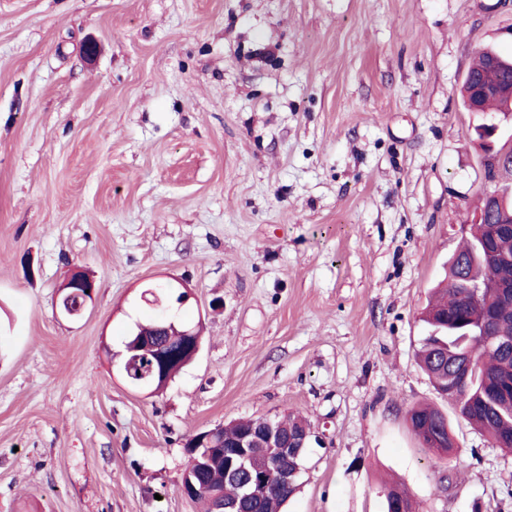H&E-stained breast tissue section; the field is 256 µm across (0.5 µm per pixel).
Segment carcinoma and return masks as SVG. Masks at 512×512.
<instances>
[{
  "mask_svg": "<svg viewBox=\"0 0 512 512\" xmlns=\"http://www.w3.org/2000/svg\"><path fill=\"white\" fill-rule=\"evenodd\" d=\"M488 54L483 53L469 70L489 87L479 111L507 112L512 106V66L489 74ZM484 218L470 225V237L450 259L446 286L440 300L422 312L426 336L417 350L420 367L432 379L438 394L448 398L460 418L488 436L503 451L512 454V232L499 234L488 206ZM185 338L157 330L149 320L136 322L128 330L124 347L135 352L124 358L134 360L127 378L152 392L163 389L192 359L184 347ZM475 358L477 371L465 384L457 370ZM408 421L423 445L431 444L436 430L448 437V419L428 404L412 407ZM259 419L233 421L218 428L211 445L187 448L194 462L190 474L201 492L194 501L202 512H215L218 502L237 504L239 512H283L284 505L299 489L298 478L287 484L277 472L301 470L304 449L288 456L258 455L253 461L252 479L265 483V492L246 499L239 481H224L229 466L225 453L242 433L258 426ZM386 512H417L416 504L402 489L392 486L385 493Z\"/></svg>",
  "mask_w": 512,
  "mask_h": 512,
  "instance_id": "carcinoma-1",
  "label": "carcinoma"
}]
</instances>
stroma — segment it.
<instances>
[{"label": "stroma", "instance_id": "1", "mask_svg": "<svg viewBox=\"0 0 512 512\" xmlns=\"http://www.w3.org/2000/svg\"><path fill=\"white\" fill-rule=\"evenodd\" d=\"M99 52L87 58L85 45ZM512 0H0V512H198L192 435L297 413L286 512H512V454L418 367L420 320L491 185L458 89ZM95 283L67 319L61 285ZM191 292L158 394L107 351L144 288ZM442 408L438 459L410 407ZM408 421L410 423L411 429L417 439L420 441L422 445L431 446V440L434 438V434L437 429L443 432V444L440 445L441 448H429L432 450L439 458H443L445 456L450 457L453 453L454 448L457 446L456 438L453 434L449 435L450 444L453 445V448H449L447 446V428L448 427V418L446 419L445 414L438 408H434L428 404H422L412 407L408 411ZM452 431V430H451ZM385 511L386 512H416V504L399 487L392 486L386 489L385 493Z\"/></svg>", "mask_w": 512, "mask_h": 512}]
</instances>
